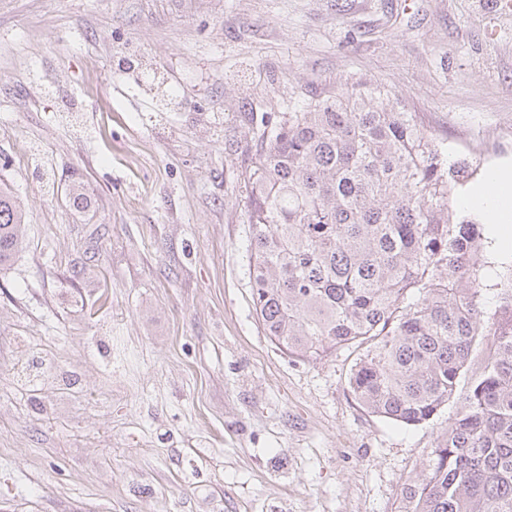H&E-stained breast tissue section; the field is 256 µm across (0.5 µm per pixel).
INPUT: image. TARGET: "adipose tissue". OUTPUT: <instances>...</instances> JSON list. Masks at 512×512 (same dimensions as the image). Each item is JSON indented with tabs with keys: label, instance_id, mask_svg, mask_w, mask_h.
Wrapping results in <instances>:
<instances>
[{
	"label": "adipose tissue",
	"instance_id": "obj_1",
	"mask_svg": "<svg viewBox=\"0 0 512 512\" xmlns=\"http://www.w3.org/2000/svg\"><path fill=\"white\" fill-rule=\"evenodd\" d=\"M464 206L483 210L492 238H499L501 225L512 222V166L493 168L483 185L463 199Z\"/></svg>",
	"mask_w": 512,
	"mask_h": 512
}]
</instances>
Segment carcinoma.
<instances>
[{
    "instance_id": "carcinoma-1",
    "label": "carcinoma",
    "mask_w": 512,
    "mask_h": 512,
    "mask_svg": "<svg viewBox=\"0 0 512 512\" xmlns=\"http://www.w3.org/2000/svg\"><path fill=\"white\" fill-rule=\"evenodd\" d=\"M393 97L365 82L244 113L255 312L303 359L367 347L350 392L407 425L437 414L474 367L399 512H512V277L484 314V225L455 206L474 172ZM23 223L0 180L1 270L23 250Z\"/></svg>"
}]
</instances>
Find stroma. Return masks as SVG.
<instances>
[{
  "label": "stroma",
  "instance_id": "obj_1",
  "mask_svg": "<svg viewBox=\"0 0 512 512\" xmlns=\"http://www.w3.org/2000/svg\"><path fill=\"white\" fill-rule=\"evenodd\" d=\"M364 81L512 165L490 0H0V179L26 211L0 271V512H397L463 398L405 425L355 401L357 351L265 336L232 146L250 105ZM483 255L490 312L512 251ZM36 357L58 383L28 380Z\"/></svg>",
  "mask_w": 512,
  "mask_h": 512
}]
</instances>
